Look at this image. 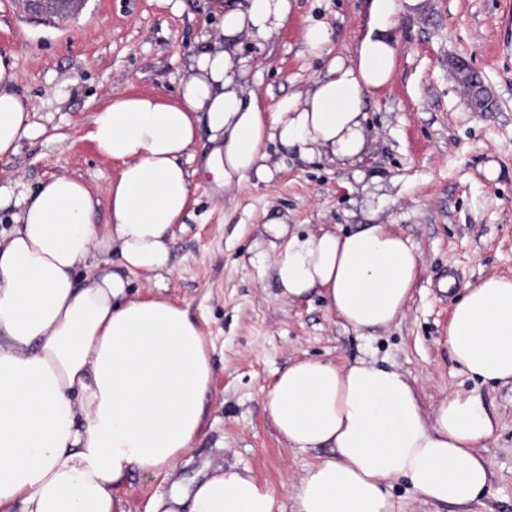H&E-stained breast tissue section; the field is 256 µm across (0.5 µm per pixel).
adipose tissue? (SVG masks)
I'll return each instance as SVG.
<instances>
[{"label": "adipose tissue", "instance_id": "obj_1", "mask_svg": "<svg viewBox=\"0 0 512 512\" xmlns=\"http://www.w3.org/2000/svg\"><path fill=\"white\" fill-rule=\"evenodd\" d=\"M425 0H369L351 55L334 52L327 25L307 28L305 49L327 63L305 93L263 114L250 88L253 51L284 29L291 0H218L219 22L190 47L175 100L115 89L94 108L89 139L120 162L105 189L106 232L92 221L86 186L54 175L34 190L0 181V512H114L133 470L174 469L203 428L212 381L206 340L187 310L164 295L172 227L188 214L201 128L217 148L207 170L222 185L273 176L262 148L276 140L309 163L360 165L368 152L366 105L392 80L402 17ZM15 63L0 54V160L43 128L12 90ZM274 237L271 269L282 295H320L345 325L385 328L405 311L422 271L410 238L391 224L350 233L288 231ZM125 268L152 278L157 293L126 294L117 275L91 273L98 237ZM87 268L86 285L76 271ZM448 343L471 376L512 381V277L476 285L453 310ZM268 415L288 446L317 451L293 487L294 512H398L392 482L407 479L424 499L467 505L489 473L476 450L494 420L473 396H449L426 414L402 374L365 361L302 358L277 376ZM274 512L257 479L217 470L192 495L150 512Z\"/></svg>", "mask_w": 512, "mask_h": 512}]
</instances>
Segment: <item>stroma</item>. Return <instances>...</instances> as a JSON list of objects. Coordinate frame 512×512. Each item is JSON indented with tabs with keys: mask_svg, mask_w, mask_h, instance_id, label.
Here are the masks:
<instances>
[{
	"mask_svg": "<svg viewBox=\"0 0 512 512\" xmlns=\"http://www.w3.org/2000/svg\"><path fill=\"white\" fill-rule=\"evenodd\" d=\"M366 9V0H293L287 27L259 54L250 83L259 104L275 109L322 71L323 60L301 44L307 27L328 25L334 50L345 55ZM212 10L211 0H85L77 14L51 17L30 11L27 0H0V54L13 55V89L45 127L0 162V175L33 189L52 175L78 178L92 196L94 223L105 228V188L120 165L88 139L86 103L104 105L115 88L174 100L183 55ZM464 65L488 89L487 108L465 92ZM64 82L70 96L60 103L54 94ZM367 112L366 162L379 174L375 181L268 142L273 178L224 187L203 169L212 144L200 135L196 187L188 217L175 228L165 295L188 311L207 342L213 378L204 426L173 473L129 472L117 512H148L173 487L191 493L220 468L250 472L273 493L278 512H291L290 482L316 454L282 444L265 406L278 373L300 358L362 359L399 371L429 411L453 393L478 396L496 421L478 450L489 471L484 494L465 507L433 502L403 479L391 493L400 512H512V383L472 377L456 362L448 321L462 292L447 296L436 286L447 269L463 285L512 276V0H426L420 16L402 21L396 71ZM273 219L312 232L397 224L424 263L404 315L362 336L328 313L321 297L282 296L264 230ZM93 254L97 274L122 276L130 297L153 295L117 250Z\"/></svg>",
	"mask_w": 512,
	"mask_h": 512,
	"instance_id": "35a3bbf8",
	"label": "stroma"
}]
</instances>
